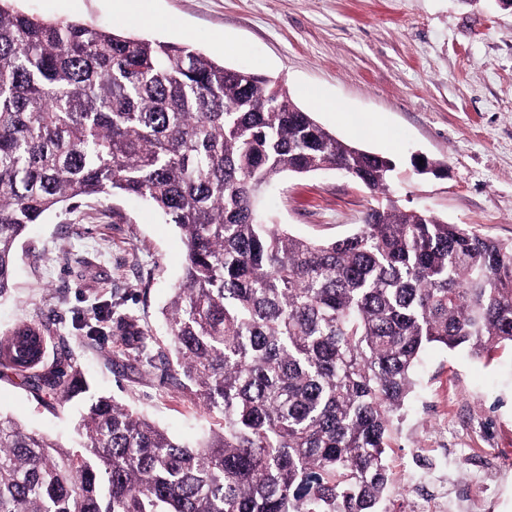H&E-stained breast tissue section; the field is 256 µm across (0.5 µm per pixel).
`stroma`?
<instances>
[{
  "label": "stroma",
  "instance_id": "35a3bbf8",
  "mask_svg": "<svg viewBox=\"0 0 512 512\" xmlns=\"http://www.w3.org/2000/svg\"><path fill=\"white\" fill-rule=\"evenodd\" d=\"M9 0L15 11L125 34L191 43L217 62L280 78L336 137L391 157L389 193L512 247V11L498 0ZM435 165L420 174L419 161ZM370 192L325 171L287 176L263 199L292 234L337 240L356 232ZM178 227L145 201L85 199L33 225L19 242L0 333L43 321L48 356L77 364L90 391L112 396L172 436L192 441L216 423L176 381L162 309L181 280ZM151 338L153 359L115 357L127 324ZM415 388L386 455L390 480L405 452L430 445L433 408L448 413L459 447L512 455V347L481 358L424 348ZM0 411L59 441L74 409L0 369Z\"/></svg>",
  "mask_w": 512,
  "mask_h": 512
}]
</instances>
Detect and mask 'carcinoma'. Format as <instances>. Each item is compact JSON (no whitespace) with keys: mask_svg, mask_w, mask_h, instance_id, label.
Listing matches in <instances>:
<instances>
[{"mask_svg":"<svg viewBox=\"0 0 512 512\" xmlns=\"http://www.w3.org/2000/svg\"><path fill=\"white\" fill-rule=\"evenodd\" d=\"M343 168L385 196L321 242L261 211L285 175ZM396 165L341 140L283 87L189 43L46 21L0 3V299L28 227L131 195L182 232L163 315L183 386L219 429L187 442L110 396L66 445L0 412V512H386L385 449L429 344L512 345V251L387 197ZM0 367L68 401L80 372Z\"/></svg>","mask_w":512,"mask_h":512,"instance_id":"1","label":"carcinoma"}]
</instances>
